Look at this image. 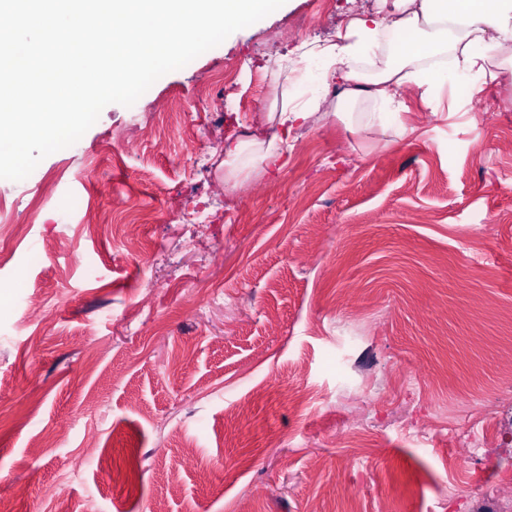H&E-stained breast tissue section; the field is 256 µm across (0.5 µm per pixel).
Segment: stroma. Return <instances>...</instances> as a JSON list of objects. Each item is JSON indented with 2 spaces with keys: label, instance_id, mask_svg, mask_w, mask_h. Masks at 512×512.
I'll list each match as a JSON object with an SVG mask.
<instances>
[{
  "label": "stroma",
  "instance_id": "obj_1",
  "mask_svg": "<svg viewBox=\"0 0 512 512\" xmlns=\"http://www.w3.org/2000/svg\"><path fill=\"white\" fill-rule=\"evenodd\" d=\"M321 14L286 0L134 105H107L77 150L0 180L12 512H460L448 423L492 400L497 444L469 472L512 468L511 75L479 92L449 81L432 109L406 84L383 115L369 99L336 113L328 94L281 169L239 184L213 168L244 215L183 246L198 127L218 148L246 137L279 58L327 38L295 22ZM244 53L258 69L224 92ZM207 85L232 107L198 110ZM177 100L188 125L170 123ZM118 201L135 223L86 222Z\"/></svg>",
  "mask_w": 512,
  "mask_h": 512
}]
</instances>
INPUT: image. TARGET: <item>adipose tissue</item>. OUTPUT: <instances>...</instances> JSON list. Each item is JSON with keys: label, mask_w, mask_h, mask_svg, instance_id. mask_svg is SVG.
Here are the masks:
<instances>
[{"label": "adipose tissue", "mask_w": 512, "mask_h": 512, "mask_svg": "<svg viewBox=\"0 0 512 512\" xmlns=\"http://www.w3.org/2000/svg\"><path fill=\"white\" fill-rule=\"evenodd\" d=\"M398 27L420 32L418 40L396 46L394 57L376 72H368L365 53L378 43L386 27L385 19H356L341 42L314 46L309 54L325 76L338 80L342 100L354 102L366 96L386 108L400 106L399 90L413 83L425 104H433L435 87L449 76L496 80L512 62H495L492 51L499 36L512 37V0H393ZM450 55V67L427 74L420 66L432 51ZM306 71L292 70L289 85L281 91L279 105L266 115L280 132L271 139H251L224 147V178L233 180L251 169L274 164L288 149V137L295 125L322 111L325 95L299 94Z\"/></svg>", "instance_id": "1"}]
</instances>
